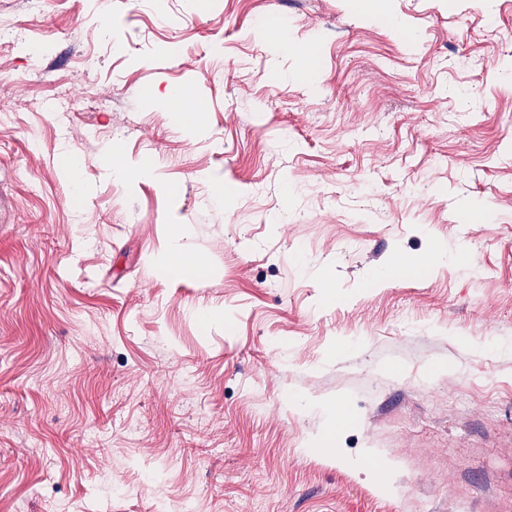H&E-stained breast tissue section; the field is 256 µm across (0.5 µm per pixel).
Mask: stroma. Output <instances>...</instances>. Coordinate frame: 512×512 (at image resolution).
<instances>
[{
  "mask_svg": "<svg viewBox=\"0 0 512 512\" xmlns=\"http://www.w3.org/2000/svg\"><path fill=\"white\" fill-rule=\"evenodd\" d=\"M507 59L512 0H0V512H512ZM206 268L205 258L189 249L183 243L182 229L175 225L170 239L166 259L161 265V270L168 274H181L184 272L202 273Z\"/></svg>",
  "mask_w": 512,
  "mask_h": 512,
  "instance_id": "1",
  "label": "stroma"
}]
</instances>
